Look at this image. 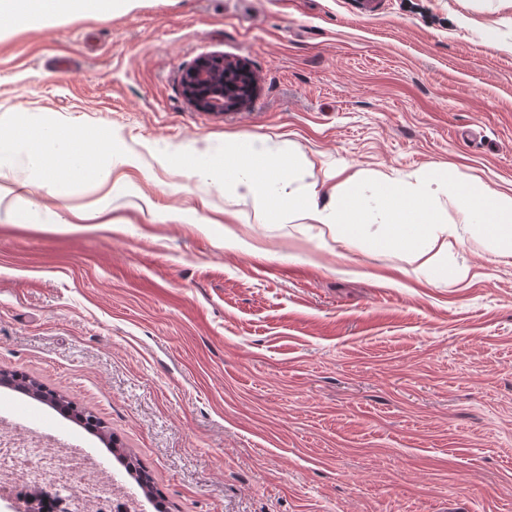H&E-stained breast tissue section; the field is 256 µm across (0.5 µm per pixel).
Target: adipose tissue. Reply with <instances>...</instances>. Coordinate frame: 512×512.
<instances>
[{
    "mask_svg": "<svg viewBox=\"0 0 512 512\" xmlns=\"http://www.w3.org/2000/svg\"><path fill=\"white\" fill-rule=\"evenodd\" d=\"M100 139L97 148L71 128L25 123L18 133L0 134V161L25 154L36 181L64 199L83 183H109L113 165L127 163L126 152L111 134H101ZM167 162L211 179L225 195L271 202L282 213L327 225L337 248L348 250L367 240L393 251L429 279L449 275L466 281L471 273L467 260L450 267L441 260L472 241L493 255L512 257V194L475 186L439 166L423 171L414 189L387 178L373 182L363 171H355L333 188L326 204L317 186H296L297 162L271 153L261 137L240 136L221 155L176 152ZM445 198L456 213L446 223L441 220ZM374 222L380 225L378 232L366 236V226Z\"/></svg>",
    "mask_w": 512,
    "mask_h": 512,
    "instance_id": "ef3b65f1",
    "label": "adipose tissue"
}]
</instances>
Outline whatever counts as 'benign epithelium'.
<instances>
[{"label": "benign epithelium", "mask_w": 512, "mask_h": 512, "mask_svg": "<svg viewBox=\"0 0 512 512\" xmlns=\"http://www.w3.org/2000/svg\"><path fill=\"white\" fill-rule=\"evenodd\" d=\"M183 95L203 112H236L254 97L256 83L249 69L218 54L198 58L182 74Z\"/></svg>", "instance_id": "obj_1"}]
</instances>
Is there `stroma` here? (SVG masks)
<instances>
[{
    "label": "stroma",
    "mask_w": 512,
    "mask_h": 512,
    "mask_svg": "<svg viewBox=\"0 0 512 512\" xmlns=\"http://www.w3.org/2000/svg\"><path fill=\"white\" fill-rule=\"evenodd\" d=\"M365 2L120 0L0 30V133L108 130L135 159L122 191L64 201L0 162V367L100 418L168 512H512V258L472 245L469 279L430 283L162 164L252 135L302 187L450 164L511 193L512 0ZM206 54L250 67L247 107L185 99ZM1 417L137 491L46 405L0 387Z\"/></svg>",
    "instance_id": "1"
}]
</instances>
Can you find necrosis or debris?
<instances>
[{
    "instance_id": "obj_1",
    "label": "necrosis or debris",
    "mask_w": 512,
    "mask_h": 512,
    "mask_svg": "<svg viewBox=\"0 0 512 512\" xmlns=\"http://www.w3.org/2000/svg\"><path fill=\"white\" fill-rule=\"evenodd\" d=\"M104 479L80 449L57 446L54 440L31 434L16 437L9 422L0 423V498L50 512L45 486L81 485L73 512H138L135 498L116 490L104 494Z\"/></svg>"
}]
</instances>
